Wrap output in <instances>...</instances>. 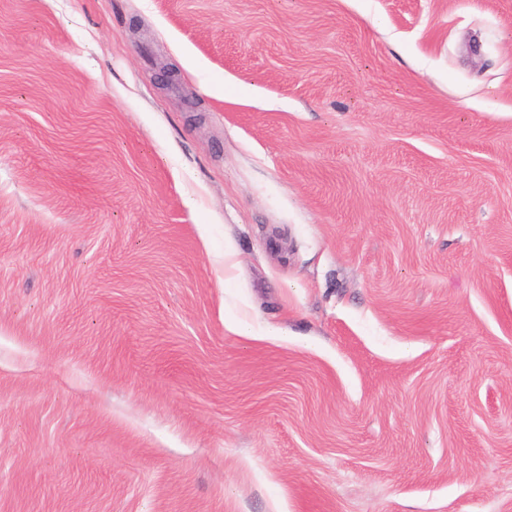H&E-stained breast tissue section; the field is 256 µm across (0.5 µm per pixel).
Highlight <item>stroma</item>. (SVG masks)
Returning <instances> with one entry per match:
<instances>
[{"label": "stroma", "mask_w": 512, "mask_h": 512, "mask_svg": "<svg viewBox=\"0 0 512 512\" xmlns=\"http://www.w3.org/2000/svg\"><path fill=\"white\" fill-rule=\"evenodd\" d=\"M0 512H512V0H0Z\"/></svg>", "instance_id": "1"}]
</instances>
